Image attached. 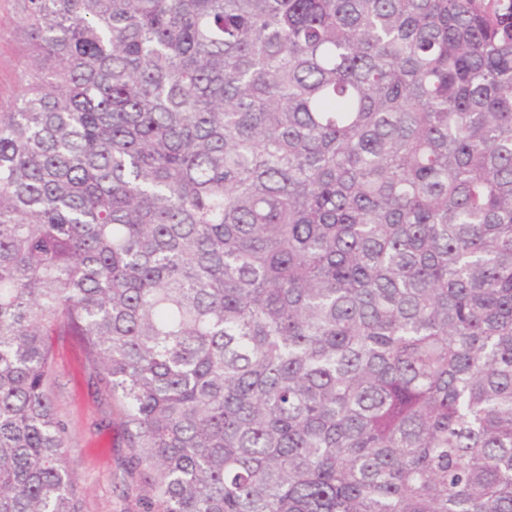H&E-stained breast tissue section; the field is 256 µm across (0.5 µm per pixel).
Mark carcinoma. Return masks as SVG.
I'll list each match as a JSON object with an SVG mask.
<instances>
[{"label": "carcinoma", "instance_id": "cac0c4a2", "mask_svg": "<svg viewBox=\"0 0 512 512\" xmlns=\"http://www.w3.org/2000/svg\"><path fill=\"white\" fill-rule=\"evenodd\" d=\"M0 512H84L79 342L146 512H512V0H22Z\"/></svg>", "mask_w": 512, "mask_h": 512}]
</instances>
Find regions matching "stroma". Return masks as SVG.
Instances as JSON below:
<instances>
[{
    "label": "stroma",
    "instance_id": "1",
    "mask_svg": "<svg viewBox=\"0 0 512 512\" xmlns=\"http://www.w3.org/2000/svg\"><path fill=\"white\" fill-rule=\"evenodd\" d=\"M19 0H0V107L12 105L24 86L26 38L18 28ZM54 397L68 424L67 462L84 492V512H144L149 487L129 469L119 426H108L117 407L97 398L81 369L77 346L60 348L55 359Z\"/></svg>",
    "mask_w": 512,
    "mask_h": 512
}]
</instances>
